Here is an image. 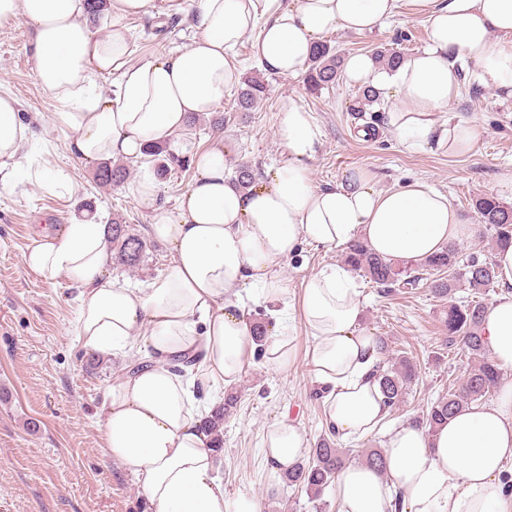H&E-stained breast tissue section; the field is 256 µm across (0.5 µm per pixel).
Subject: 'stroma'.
<instances>
[{
  "label": "stroma",
  "instance_id": "obj_1",
  "mask_svg": "<svg viewBox=\"0 0 512 512\" xmlns=\"http://www.w3.org/2000/svg\"><path fill=\"white\" fill-rule=\"evenodd\" d=\"M125 24L136 63L175 53L195 36L185 14L176 19L133 16ZM428 30L426 17L407 6L373 33L337 29L324 40L344 58L383 47L411 55L427 45ZM33 42L34 29L26 22L0 26V92L17 98L20 120L28 128L18 162L25 170L64 169L73 191L64 196L48 192L18 175L0 183V512H149L135 477L104 456L97 424L107 388L126 375L134 357H98L88 351L74 333L77 290L64 279L44 283L25 268L22 256L40 235L60 231L78 217L81 203L90 201L100 222L120 221L147 239L138 268L128 269L111 256L106 272L121 281L149 282L171 259L168 246L149 236L152 211L133 195L136 183L154 174V166L130 157L124 184L97 185L96 163L72 152L70 133L54 120L55 102L34 77ZM264 80L266 94L258 106L238 111L237 95L229 93L211 114L197 117L168 140L173 157L157 180L161 206H175L194 179L197 155L213 145H223L230 175L242 161L262 172L284 160L276 128L282 110L291 104L311 112L321 130L316 152L306 162L316 188L335 187L345 171L364 168L383 191L418 181L436 188L472 223L473 200L493 194L500 172L512 168V99L480 85L474 67H463L460 95L439 115L440 123L462 121L476 128L473 149L462 155L434 143L407 148L389 125L395 106L391 99L379 98L361 114L351 112L362 87L347 77L317 93L307 90L300 74L268 72ZM342 254L339 247L302 244L281 269L291 294L300 295L307 280L324 267L342 264ZM356 283L362 329L386 337L393 354H413L419 365L418 380L386 423L412 420L453 387L468 363L443 343L440 318L448 301L424 284L386 293L364 277ZM287 324L296 338L288 369H275L261 352H254L232 388L237 405L224 423L218 475L226 496L251 492L263 512H338L335 487H327L316 503L269 467L261 448L265 427L285 415L300 424L309 442L328 437L354 456L382 448L385 437L374 432L352 441L331 434L320 386L308 367L310 342L300 308L291 309Z\"/></svg>",
  "mask_w": 512,
  "mask_h": 512
}]
</instances>
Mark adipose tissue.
<instances>
[{"label":"adipose tissue","instance_id":"ef3b65f1","mask_svg":"<svg viewBox=\"0 0 512 512\" xmlns=\"http://www.w3.org/2000/svg\"><path fill=\"white\" fill-rule=\"evenodd\" d=\"M406 1L428 15V45L392 70L371 56H352L346 75L395 99L389 124L408 147L434 141L452 154L468 152L475 128L438 124L437 114L459 94L462 61L512 98V43L495 40L512 34V0H290L276 11L272 0H198L193 42L138 64L124 18L178 15L184 0H108L112 24L102 36L88 25L86 0H0V25H33L34 77L59 104L55 120L71 132L73 151L97 162L140 156L146 145L179 133L190 115L212 112L239 82L232 51L245 37H253L265 70L296 75L329 29L372 31ZM111 75L119 78L116 88L103 90L99 78ZM276 134L287 158L249 191L226 177L220 145L197 157V176L175 209L158 205L152 178L140 182L137 200L153 212L151 233L172 252L146 287L106 273V227L93 217L43 234L23 254L42 281L64 278L77 287L85 348L130 352L141 363L109 388L99 429L105 455L134 475L150 512H260L249 492L226 498L197 404L198 395L215 399L238 383L255 350L244 287L274 314L300 306L308 365L325 388V423L342 438H360L390 409L373 375L376 339L360 329L354 274L340 266L321 270L293 302L282 267L306 241L334 247L361 240L388 259L422 260L473 235L447 196L424 183L380 191L368 170L356 169L335 188H313L305 161L321 131L303 108L284 110ZM27 136L16 99L1 92L0 168L16 162ZM494 262L503 290L481 329L493 358L511 370L512 247L498 250ZM307 444L298 425L276 420L264 433L265 459L274 470L288 469ZM383 455L385 471L363 464L341 471L339 512H512V380L433 432L399 426Z\"/></svg>","mask_w":512,"mask_h":512}]
</instances>
